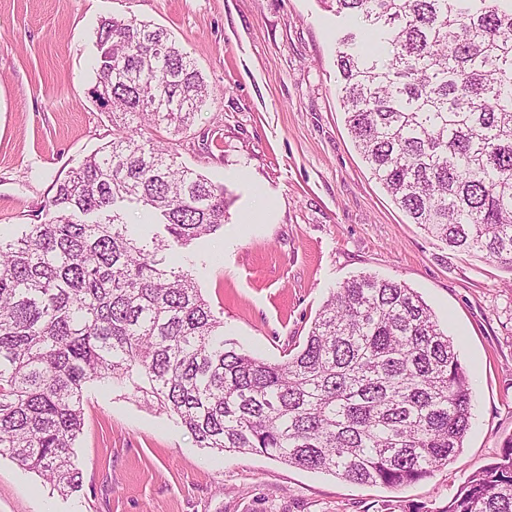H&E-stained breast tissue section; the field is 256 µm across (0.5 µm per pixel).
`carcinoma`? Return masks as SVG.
<instances>
[{
    "label": "carcinoma",
    "instance_id": "obj_1",
    "mask_svg": "<svg viewBox=\"0 0 512 512\" xmlns=\"http://www.w3.org/2000/svg\"><path fill=\"white\" fill-rule=\"evenodd\" d=\"M321 2L372 36L343 38L336 68L373 176L411 223L512 268V0ZM96 46L112 140L55 184L44 223L0 235V457L62 496L80 491L84 394L112 379L200 448L393 488L447 463L470 426L469 374L413 289L347 280L278 364L224 342V320L174 259L224 226V185L144 138L186 131L214 92L148 21L104 19ZM130 204L163 231L133 230ZM437 512H512V437Z\"/></svg>",
    "mask_w": 512,
    "mask_h": 512
}]
</instances>
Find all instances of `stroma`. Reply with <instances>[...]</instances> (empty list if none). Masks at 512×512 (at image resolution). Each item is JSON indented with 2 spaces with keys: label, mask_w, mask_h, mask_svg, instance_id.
<instances>
[{
  "label": "stroma",
  "mask_w": 512,
  "mask_h": 512,
  "mask_svg": "<svg viewBox=\"0 0 512 512\" xmlns=\"http://www.w3.org/2000/svg\"><path fill=\"white\" fill-rule=\"evenodd\" d=\"M110 17L166 29L217 95L187 132L149 135L226 189L223 228L181 250L225 340L279 363L346 280L404 283L469 371L470 429L429 477L359 485L198 447L128 383L98 381L76 448L81 490L60 496L0 458V512H437L512 437V268L449 250L373 177L339 100L350 21L321 0H0V233L43 223L56 181L111 140L92 96Z\"/></svg>",
  "instance_id": "stroma-1"
}]
</instances>
